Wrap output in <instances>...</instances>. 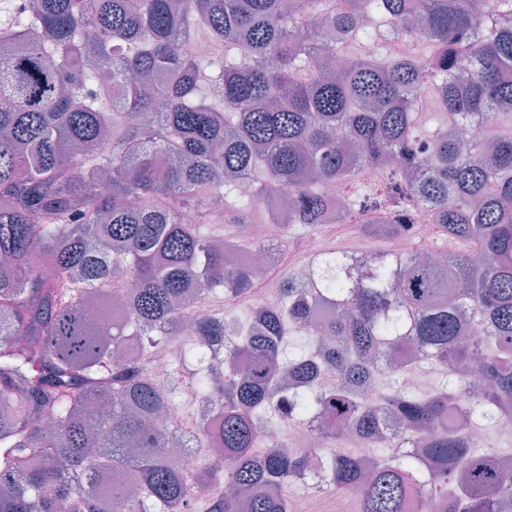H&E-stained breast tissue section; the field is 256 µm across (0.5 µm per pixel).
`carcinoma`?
Here are the masks:
<instances>
[{
  "label": "carcinoma",
  "mask_w": 512,
  "mask_h": 512,
  "mask_svg": "<svg viewBox=\"0 0 512 512\" xmlns=\"http://www.w3.org/2000/svg\"><path fill=\"white\" fill-rule=\"evenodd\" d=\"M497 4L480 20L471 0H32L31 22L0 27V512H102L83 486L111 470L135 482L111 512H196L193 490L215 486L206 512H289L287 483L324 472L359 512H410L412 492L429 512H512L508 456L448 430L475 358L468 426L512 418V135L492 132L512 113V0ZM412 7L424 26L403 38L428 55L349 52L366 15L396 28ZM96 59L112 87L91 89ZM428 92L459 125L424 138ZM368 164L382 189L336 207L327 186ZM241 177L267 206L288 197L292 224L406 232L424 207L486 263L319 255L306 287L286 277L281 305L249 322L195 319L224 357L195 342L190 381L158 378L151 361L190 340L185 297L254 289L202 233ZM110 291L128 299L122 321ZM410 348L454 385L371 400ZM177 382L198 401L194 438L218 422L223 456L173 463L156 415ZM314 420L364 443L388 430L398 451L369 470L326 448L255 451L259 428Z\"/></svg>",
  "instance_id": "obj_1"
}]
</instances>
